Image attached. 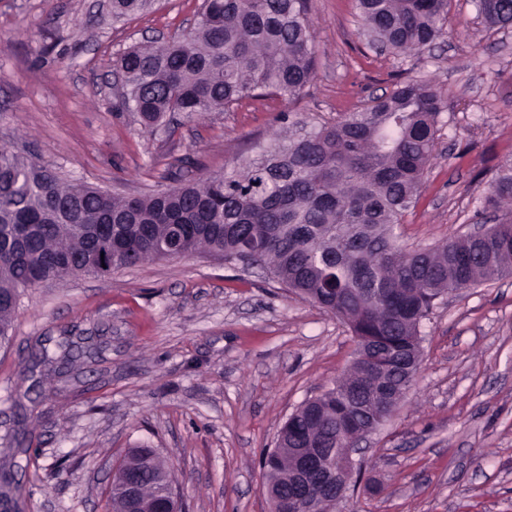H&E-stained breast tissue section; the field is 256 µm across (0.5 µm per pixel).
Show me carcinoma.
Wrapping results in <instances>:
<instances>
[{"label": "carcinoma", "instance_id": "1", "mask_svg": "<svg viewBox=\"0 0 512 512\" xmlns=\"http://www.w3.org/2000/svg\"><path fill=\"white\" fill-rule=\"evenodd\" d=\"M152 0H112V19ZM489 26L512 24V0H478ZM373 44L420 51L445 33L448 0H357ZM309 0H202L181 40L134 47L115 62L124 76L117 109L153 132L168 116L226 112L245 98L299 96L315 74ZM446 102L431 81H403L356 112L309 125L288 122L269 144L224 172L177 187L121 196L63 178L0 143V343L9 342L22 293L46 281L160 259L175 233L185 253L220 255L269 270L284 287L344 320L357 345L382 344L282 423L261 467L268 494L292 489L291 462L302 448H342L369 419L345 392L376 382L400 385L420 324L450 291L512 276V164L489 183L485 204L509 218L482 239L467 235L408 250L395 233L415 206L433 158ZM112 262L102 268L101 260ZM142 469L153 498L172 479L153 448H129L119 466ZM11 474L0 503L18 512Z\"/></svg>", "mask_w": 512, "mask_h": 512}]
</instances>
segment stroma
I'll return each mask as SVG.
<instances>
[{"mask_svg":"<svg viewBox=\"0 0 512 512\" xmlns=\"http://www.w3.org/2000/svg\"><path fill=\"white\" fill-rule=\"evenodd\" d=\"M202 0H154L116 22L109 0H0V142L63 177L121 195L222 171L281 131L280 113L332 120L407 79L433 80L442 112L410 248L493 222L483 204L512 162V25L485 26L451 0L446 34L418 54L370 47L355 0H311L318 65L295 101L246 98L147 134L116 111L115 58L186 35ZM422 363L397 411L362 443L360 481L337 512H512V279L440 299ZM0 346V467L12 438L24 512H105L126 449H158L186 512H271L260 462L285 419L351 364L354 338L264 269L205 253L26 290ZM72 345L62 374L41 351Z\"/></svg>","mask_w":512,"mask_h":512,"instance_id":"35a3bbf8","label":"stroma"}]
</instances>
